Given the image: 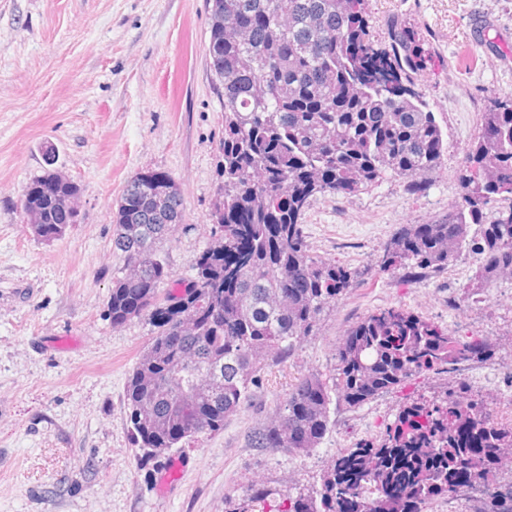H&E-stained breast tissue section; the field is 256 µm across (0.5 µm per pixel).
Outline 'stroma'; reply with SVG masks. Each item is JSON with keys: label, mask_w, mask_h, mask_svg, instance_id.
<instances>
[{"label": "stroma", "mask_w": 512, "mask_h": 512, "mask_svg": "<svg viewBox=\"0 0 512 512\" xmlns=\"http://www.w3.org/2000/svg\"><path fill=\"white\" fill-rule=\"evenodd\" d=\"M380 43L396 23L429 47L415 87L448 133V155L418 194L386 176L351 197L321 195L305 219L311 253L356 268L357 284L331 303L316 335L260 374L249 402L223 429L145 456L132 439L124 393L150 343L148 318L107 316L113 211L128 178L160 169L181 187L184 221L163 245L173 279L189 277L209 242L218 181L224 89L210 69L206 0H0V512H273L318 489L344 448L383 435L408 398L497 376L490 408L512 395V274L480 298L478 257L411 280L376 269L381 246L404 224H426L458 205L462 159L480 114L512 87V0H367ZM81 187V214L47 242L23 219L20 199L45 166ZM401 307L463 336L487 337V362L420 376L356 409L337 406L317 448L288 453L247 445L302 376L331 378L336 346L358 319ZM466 384V383H465ZM180 463L176 490L157 492L162 468ZM270 491L250 502L252 484Z\"/></svg>", "instance_id": "1"}]
</instances>
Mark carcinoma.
<instances>
[{
  "mask_svg": "<svg viewBox=\"0 0 512 512\" xmlns=\"http://www.w3.org/2000/svg\"><path fill=\"white\" fill-rule=\"evenodd\" d=\"M210 68L224 86L222 178L213 236L190 278L168 287L161 245L183 223L181 187L163 171L134 173L113 213L108 300L112 324L145 316L156 335L125 388L134 442L159 454L219 431L258 384L314 334L356 271L312 255L305 227L316 195L351 196L387 175L417 193L448 155V137L414 89L431 59L396 25L389 45L370 30L366 0H207ZM49 168L27 185L33 233L60 239L78 223V183ZM461 206L429 224L402 227L381 268L411 279L479 255L474 294L512 272V98L482 113L462 165ZM500 201L491 219L485 210ZM482 336H462L399 307L353 323L336 349L332 383L299 378L251 448L303 453L329 433L336 403L360 407L409 379L493 358ZM467 389L408 400L379 440L345 448L323 474L320 496L277 512H425L441 496L467 494L472 512H512V480L497 479L512 426L482 417Z\"/></svg>",
  "mask_w": 512,
  "mask_h": 512,
  "instance_id": "obj_1",
  "label": "carcinoma"
}]
</instances>
